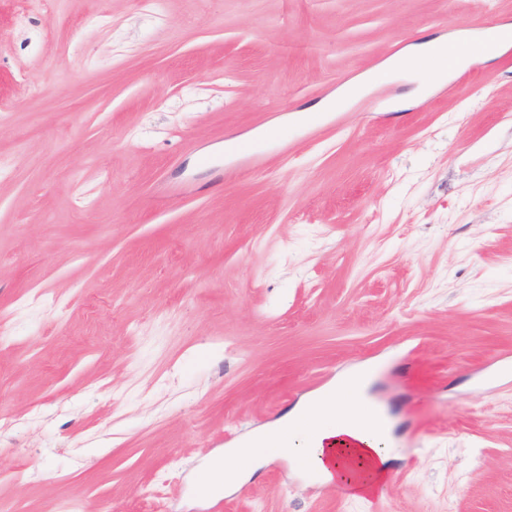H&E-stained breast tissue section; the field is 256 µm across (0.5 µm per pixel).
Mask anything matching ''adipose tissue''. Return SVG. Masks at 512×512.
<instances>
[{"instance_id": "adipose-tissue-1", "label": "adipose tissue", "mask_w": 512, "mask_h": 512, "mask_svg": "<svg viewBox=\"0 0 512 512\" xmlns=\"http://www.w3.org/2000/svg\"><path fill=\"white\" fill-rule=\"evenodd\" d=\"M452 57L447 43L431 39L411 53L391 59L388 68L405 74L419 85L447 75ZM373 379L370 368H359L340 379L335 387L299 402L285 413L277 426L288 434L280 456L306 459L321 473L322 484L339 483L354 493H370L384 480L386 464L394 452L391 417H384L381 432L370 434L359 426L362 402L369 398ZM268 434L258 432L225 449L203 472L217 489L231 488L264 463L271 448Z\"/></svg>"}]
</instances>
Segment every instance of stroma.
Wrapping results in <instances>:
<instances>
[{
  "instance_id": "obj_1",
  "label": "stroma",
  "mask_w": 512,
  "mask_h": 512,
  "mask_svg": "<svg viewBox=\"0 0 512 512\" xmlns=\"http://www.w3.org/2000/svg\"><path fill=\"white\" fill-rule=\"evenodd\" d=\"M487 19L512 0H0V512H512V58L458 38ZM425 37L464 65L380 80ZM363 364L375 495L276 456L198 495Z\"/></svg>"
}]
</instances>
